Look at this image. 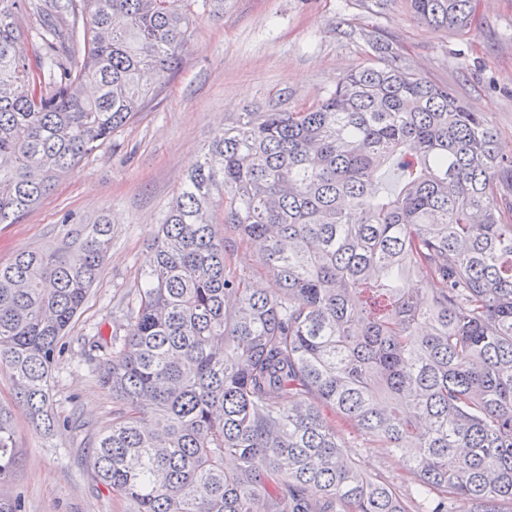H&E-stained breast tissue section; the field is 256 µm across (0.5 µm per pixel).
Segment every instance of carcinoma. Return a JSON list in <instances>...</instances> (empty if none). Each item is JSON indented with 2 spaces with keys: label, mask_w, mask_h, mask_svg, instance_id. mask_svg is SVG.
Returning a JSON list of instances; mask_svg holds the SVG:
<instances>
[{
  "label": "carcinoma",
  "mask_w": 512,
  "mask_h": 512,
  "mask_svg": "<svg viewBox=\"0 0 512 512\" xmlns=\"http://www.w3.org/2000/svg\"><path fill=\"white\" fill-rule=\"evenodd\" d=\"M214 3L0 0V224L146 109ZM407 4L472 24L473 0ZM367 41L317 101L214 134L151 239L128 333L87 337L114 404L93 465L125 512L512 504V155L448 84ZM111 246V224H78L0 265V374L46 433L73 427L52 368ZM338 422L405 460L406 497L342 453ZM17 461L0 404V482Z\"/></svg>",
  "instance_id": "obj_1"
}]
</instances>
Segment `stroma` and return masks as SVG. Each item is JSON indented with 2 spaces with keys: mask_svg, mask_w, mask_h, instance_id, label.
Masks as SVG:
<instances>
[{
  "mask_svg": "<svg viewBox=\"0 0 512 512\" xmlns=\"http://www.w3.org/2000/svg\"><path fill=\"white\" fill-rule=\"evenodd\" d=\"M469 30L419 23L404 0H224L198 21L182 59L146 111L84 158L17 223L0 224V264L59 240L68 211L112 225L104 271L71 326L55 367L52 410L81 415L83 429L46 436L15 415L20 463L0 497L23 496L26 512H123L97 478L92 442L112 422V396L81 366V338L95 328L126 332L125 298L140 282L148 242L214 133L237 113L285 98L311 103L362 66L373 31L392 40L412 70L448 83L495 129L512 155V0H474ZM347 454L371 479L402 487V461L343 433Z\"/></svg>",
  "mask_w": 512,
  "mask_h": 512,
  "instance_id": "stroma-1",
  "label": "stroma"
}]
</instances>
